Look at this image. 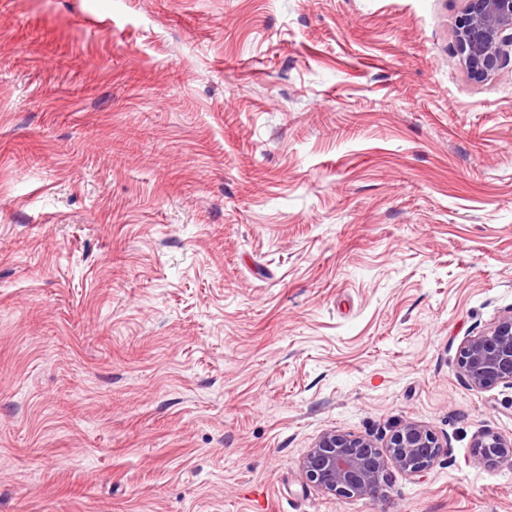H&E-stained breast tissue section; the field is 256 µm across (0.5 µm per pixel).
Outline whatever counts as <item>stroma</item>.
I'll list each match as a JSON object with an SVG mask.
<instances>
[{"instance_id": "obj_1", "label": "stroma", "mask_w": 512, "mask_h": 512, "mask_svg": "<svg viewBox=\"0 0 512 512\" xmlns=\"http://www.w3.org/2000/svg\"><path fill=\"white\" fill-rule=\"evenodd\" d=\"M461 0H0V512H512V68ZM405 420L386 495L301 461ZM454 49L469 76L480 82L512 63V0H462ZM457 364L473 389L512 387V311L487 332L466 337L459 346ZM443 449L424 424H398L383 446L371 436L328 430L322 433L301 464L306 479L337 498H370L383 493L390 467L409 478L420 477ZM472 446L477 448L478 453L488 461L497 458H512V441L493 432L479 435L475 438Z\"/></svg>"}]
</instances>
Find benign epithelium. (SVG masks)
<instances>
[{
  "mask_svg": "<svg viewBox=\"0 0 512 512\" xmlns=\"http://www.w3.org/2000/svg\"><path fill=\"white\" fill-rule=\"evenodd\" d=\"M462 2L454 49L469 78L480 82L512 64V0ZM457 364L473 389L512 387V311L488 331L466 337ZM473 447L488 461L512 458V441L493 432L476 437ZM442 449L436 435L414 420L398 424L382 446L369 436L328 430L308 450L301 468L306 479L325 493L363 499L383 493L389 468L419 477Z\"/></svg>",
  "mask_w": 512,
  "mask_h": 512,
  "instance_id": "7a95c632",
  "label": "benign epithelium"
}]
</instances>
